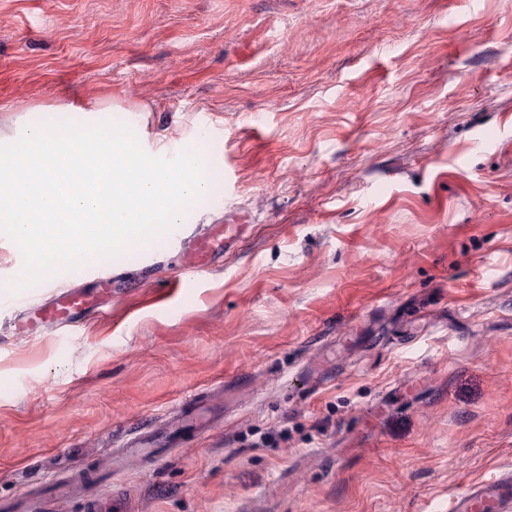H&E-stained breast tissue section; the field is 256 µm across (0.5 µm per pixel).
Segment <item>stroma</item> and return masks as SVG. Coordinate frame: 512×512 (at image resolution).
<instances>
[{
	"label": "stroma",
	"mask_w": 512,
	"mask_h": 512,
	"mask_svg": "<svg viewBox=\"0 0 512 512\" xmlns=\"http://www.w3.org/2000/svg\"><path fill=\"white\" fill-rule=\"evenodd\" d=\"M90 98L220 186L111 258L109 318L20 331L88 268L0 300L6 512H448L512 474V0H0V137ZM218 379L208 431L123 453ZM242 225L213 226L211 230L195 234L184 248L186 256L183 273L200 274L216 260L224 258V250L237 240Z\"/></svg>",
	"instance_id": "obj_1"
}]
</instances>
